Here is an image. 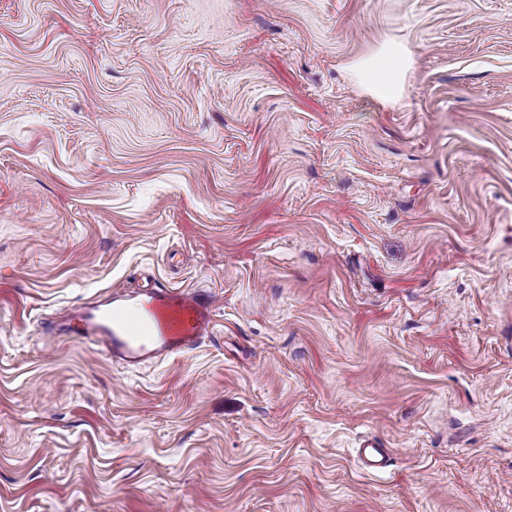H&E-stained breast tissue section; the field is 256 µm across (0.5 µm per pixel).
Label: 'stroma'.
Returning a JSON list of instances; mask_svg holds the SVG:
<instances>
[{
    "label": "stroma",
    "mask_w": 512,
    "mask_h": 512,
    "mask_svg": "<svg viewBox=\"0 0 512 512\" xmlns=\"http://www.w3.org/2000/svg\"><path fill=\"white\" fill-rule=\"evenodd\" d=\"M0 512H512V0H0ZM404 65V50L395 46L361 63L356 70L355 82L377 99L389 100L400 93ZM211 309L204 291L154 285L132 299L62 308L53 326L74 339L93 337L113 361L137 366L188 350L210 336ZM358 453L366 470L378 472L387 467L388 448H382L381 445L376 443H366L362 448H359Z\"/></svg>",
    "instance_id": "1"
}]
</instances>
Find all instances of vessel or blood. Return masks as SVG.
<instances>
[{
	"mask_svg": "<svg viewBox=\"0 0 512 512\" xmlns=\"http://www.w3.org/2000/svg\"><path fill=\"white\" fill-rule=\"evenodd\" d=\"M212 301L201 290L152 286L134 298L116 297L85 308H63L53 325L77 339L95 338L106 355L130 366L188 350L210 336ZM366 470H384L388 449L359 450Z\"/></svg>",
	"mask_w": 512,
	"mask_h": 512,
	"instance_id": "1",
	"label": "vessel or blood"
}]
</instances>
